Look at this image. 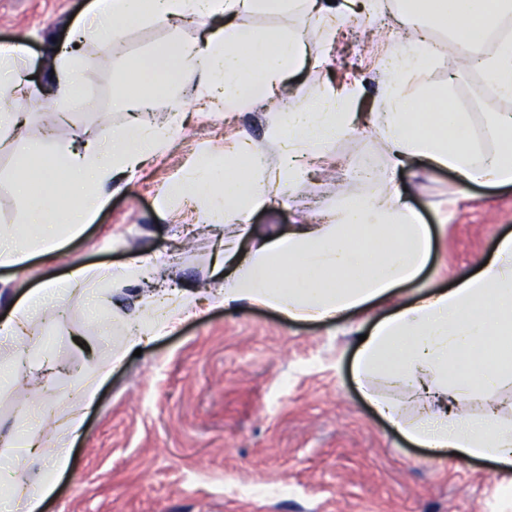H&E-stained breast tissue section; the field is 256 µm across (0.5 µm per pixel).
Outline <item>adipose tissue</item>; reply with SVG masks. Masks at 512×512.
I'll return each instance as SVG.
<instances>
[{
	"instance_id": "ef3b65f1",
	"label": "adipose tissue",
	"mask_w": 512,
	"mask_h": 512,
	"mask_svg": "<svg viewBox=\"0 0 512 512\" xmlns=\"http://www.w3.org/2000/svg\"><path fill=\"white\" fill-rule=\"evenodd\" d=\"M301 3L320 22L319 42L332 43L345 21L341 0H95L86 24L106 51L132 22L223 19V36L201 47L166 44L133 71L114 72L112 83L121 88L138 79L175 105L178 90L167 80L174 68L181 80L203 84L213 109L259 100L274 110L269 141L280 155L277 166H270L266 152L240 131L223 157L201 152L191 176L170 182L157 203L166 211L191 199L203 220L223 225L224 287L212 293L214 304L264 307L289 321H332L392 297L398 287L417 279L430 260L431 229L421 223L397 181L410 160L419 157L432 167L452 170L462 193L473 185L512 184V113H495L485 128L492 148L481 149L470 136L469 113L455 106L448 87L424 79L430 36L443 28L448 32L443 51L467 65L479 62L498 97L511 99L512 39L488 51L483 36L512 6L507 0H402L396 22L405 46L381 56L385 84L374 111L360 117L356 108L363 92L356 83L325 87L311 100L296 88L283 98L285 83L302 67L301 37L285 28L255 31L235 23L243 11L285 16ZM359 117L383 143L385 180L338 194L335 208L303 216L286 233H255L248 215L290 195L306 177V160L321 158L330 144L351 133ZM181 129L176 117L153 130L129 126L109 131L80 150L53 141L31 145V153L46 165L17 180L24 212L18 223L0 226V267L59 254L67 240L92 223L113 184L164 152ZM243 161L250 164L247 178L223 177L224 168ZM159 274L154 264L143 261L113 274L111 288H93L91 270L79 267L28 291L0 319V344L18 356L8 371L10 383L28 387L24 358L29 350L20 339L43 312L60 309L66 296L78 293L99 309L109 304L110 290L138 287ZM201 295L200 289L187 286L140 296L132 313L113 310L122 341L110 358L94 363L75 381L78 400L61 410L32 404L31 426L13 424L0 434V447L16 460L0 467V486L8 491L0 499V512H41L54 491L53 473L68 466L70 448L100 382L132 351L197 315ZM489 350L497 351V360H484ZM373 374L422 401L420 417L408 421L394 402L372 396L378 410L411 441L441 455L490 458L499 472H512V425H504L494 411L473 418L457 410L473 392H492L512 379V234L500 238L493 257L454 288L396 306L374 325L359 344L355 378L364 386Z\"/></svg>"
}]
</instances>
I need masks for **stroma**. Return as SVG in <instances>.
<instances>
[{"label": "stroma", "mask_w": 512, "mask_h": 512, "mask_svg": "<svg viewBox=\"0 0 512 512\" xmlns=\"http://www.w3.org/2000/svg\"><path fill=\"white\" fill-rule=\"evenodd\" d=\"M92 0H0V46L25 40L19 68L45 89L25 132L0 150V225L19 219L23 203L14 190L20 168L41 166L29 144L53 130L57 140L103 136L138 118L144 129L167 125L172 111L159 97L137 116L112 102V70L147 60L160 44L201 42L206 31L191 22L174 26L126 25L121 45L106 66L90 68L99 54L94 33L79 51L82 107L55 128L45 107H57L52 65L85 21ZM397 39L388 16L337 33L332 45L310 44L300 81L307 94L327 82L359 80L365 105L380 92L378 59ZM479 73L442 53L427 74L451 85L472 103V125L481 127L512 101L482 100ZM184 131L166 151L146 162L113 190L94 220L60 256H40L18 270L0 268V317L26 291L64 277L75 267L118 272L142 259L162 266L168 279L190 286L223 287L212 273L224 243V227L201 220L195 203L162 211L157 198L182 176L203 149L224 152V133L244 129L266 146L269 119L262 104L217 115L208 112L199 87L187 93ZM384 148L376 135L358 130L330 147L324 170L307 178L288 205L262 208L250 222L260 232H284L304 204L336 202V168L373 158L384 172ZM409 201L434 233L430 261L418 282L398 291L410 301L421 288H451L478 270L499 239L512 233V186H474L457 191L458 178L411 160L397 175ZM65 317L45 313L32 327L34 355L52 354L79 372L87 361L73 334L90 338L99 358L119 343L118 331L101 332L80 296L65 300ZM390 312L335 323L288 322L277 313L209 306L167 335L126 357L98 386L68 469L43 512H512V485L502 483L492 462L439 456L410 443L382 418L353 380L359 338Z\"/></svg>", "instance_id": "obj_1"}]
</instances>
